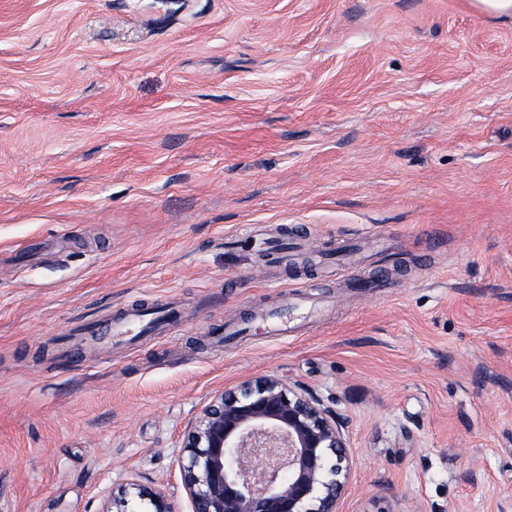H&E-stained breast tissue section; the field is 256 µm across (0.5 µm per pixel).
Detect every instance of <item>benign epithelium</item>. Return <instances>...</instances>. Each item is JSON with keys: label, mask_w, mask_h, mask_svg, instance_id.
<instances>
[{"label": "benign epithelium", "mask_w": 512, "mask_h": 512, "mask_svg": "<svg viewBox=\"0 0 512 512\" xmlns=\"http://www.w3.org/2000/svg\"><path fill=\"white\" fill-rule=\"evenodd\" d=\"M180 473L191 512H338L351 459L344 421L276 376L242 381L184 428ZM182 512L167 491L131 483L105 512Z\"/></svg>", "instance_id": "7a95c632"}]
</instances>
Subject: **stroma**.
I'll return each mask as SVG.
<instances>
[{
	"label": "stroma",
	"mask_w": 512,
	"mask_h": 512,
	"mask_svg": "<svg viewBox=\"0 0 512 512\" xmlns=\"http://www.w3.org/2000/svg\"><path fill=\"white\" fill-rule=\"evenodd\" d=\"M264 375L345 420L340 512H512V23L0 0V512L185 500L184 426ZM123 323L112 325V327H100L94 325L95 329L83 326V329L94 333V334H108L114 336L126 335L129 333L141 334L142 332V320L141 314L138 312H130L123 315L121 318ZM121 487L117 493L112 489L111 506L104 512H141L135 510L140 502L148 501L152 510L146 512H182L181 507L167 491L160 487L145 488L137 483Z\"/></svg>",
	"instance_id": "obj_1"
}]
</instances>
